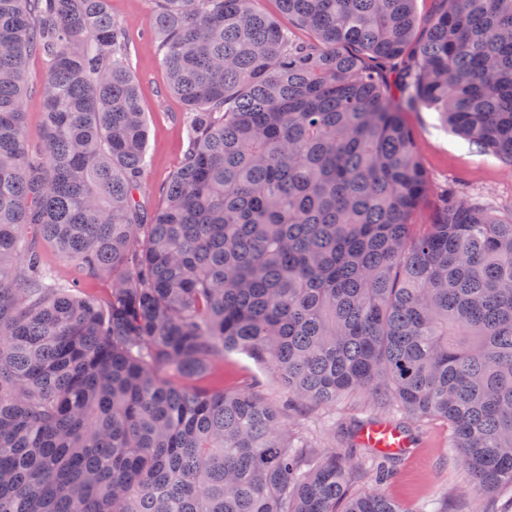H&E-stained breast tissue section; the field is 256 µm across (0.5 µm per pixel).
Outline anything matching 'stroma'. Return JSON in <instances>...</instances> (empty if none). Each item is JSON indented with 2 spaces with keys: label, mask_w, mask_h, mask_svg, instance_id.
<instances>
[{
  "label": "stroma",
  "mask_w": 512,
  "mask_h": 512,
  "mask_svg": "<svg viewBox=\"0 0 512 512\" xmlns=\"http://www.w3.org/2000/svg\"><path fill=\"white\" fill-rule=\"evenodd\" d=\"M113 18L126 31L127 63L137 79L149 134L147 159L138 194L144 212L163 202L166 184L180 165L184 144V112L179 99L170 94L167 76L160 63L151 32L150 0H109ZM46 70L41 59L30 62L27 90L26 135L31 147L42 139L43 100L39 81ZM404 121L410 128L424 167L431 193L461 188L489 204L501 219L512 218V166L487 155L469 152L467 146L440 125L436 112H408ZM228 388L255 385L268 402L281 403L285 392L275 370L240 351H229L214 366ZM367 393L345 396L329 408L314 407L291 411L289 423L317 445L348 453L355 425L388 419ZM415 441L405 455L394 462L393 475L384 483L363 477L355 484L360 492H381L399 502L406 512H421L426 502H443L448 512H512V487L494 492L478 490L448 449V425L437 419H407Z\"/></svg>",
  "instance_id": "obj_1"
}]
</instances>
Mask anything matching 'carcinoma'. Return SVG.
Wrapping results in <instances>:
<instances>
[{
	"instance_id": "1",
	"label": "carcinoma",
	"mask_w": 512,
	"mask_h": 512,
	"mask_svg": "<svg viewBox=\"0 0 512 512\" xmlns=\"http://www.w3.org/2000/svg\"><path fill=\"white\" fill-rule=\"evenodd\" d=\"M258 2L152 0L187 147L149 216L108 0H0V512H404L287 426L359 391L446 420L482 490L512 485V219L429 197L403 119L512 166V0H280L305 41ZM233 350L285 403L190 384ZM46 67L41 59L30 62V82L27 90L26 135L32 148H38L42 139L43 100L39 92V81Z\"/></svg>"
}]
</instances>
